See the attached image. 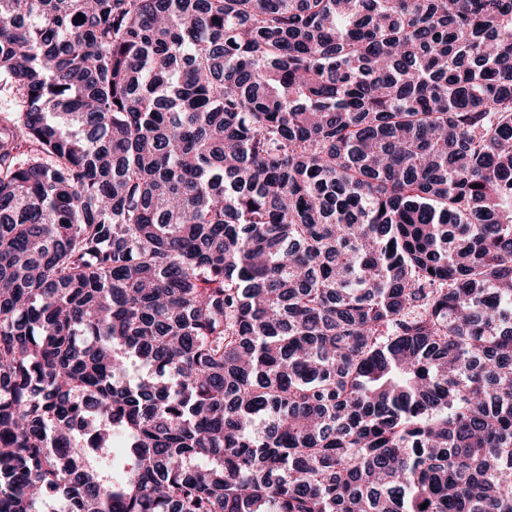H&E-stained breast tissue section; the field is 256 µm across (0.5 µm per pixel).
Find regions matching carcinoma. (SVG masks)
<instances>
[{"mask_svg":"<svg viewBox=\"0 0 512 512\" xmlns=\"http://www.w3.org/2000/svg\"><path fill=\"white\" fill-rule=\"evenodd\" d=\"M0 512H512V0H0Z\"/></svg>","mask_w":512,"mask_h":512,"instance_id":"cac0c4a2","label":"carcinoma"}]
</instances>
